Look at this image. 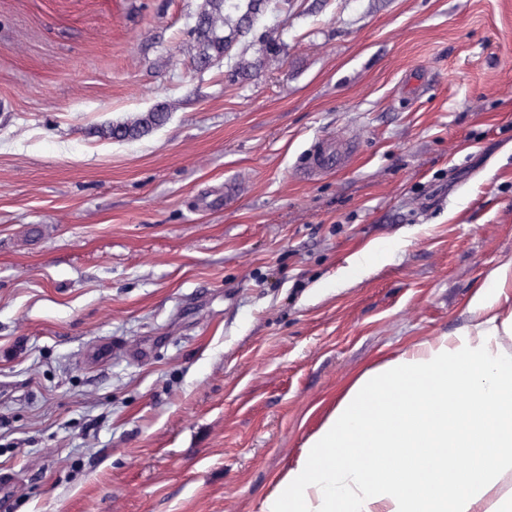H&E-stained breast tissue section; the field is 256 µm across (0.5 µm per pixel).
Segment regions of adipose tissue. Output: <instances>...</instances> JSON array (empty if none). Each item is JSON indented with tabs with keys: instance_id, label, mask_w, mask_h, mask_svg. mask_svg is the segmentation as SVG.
Masks as SVG:
<instances>
[{
	"instance_id": "1",
	"label": "adipose tissue",
	"mask_w": 512,
	"mask_h": 512,
	"mask_svg": "<svg viewBox=\"0 0 512 512\" xmlns=\"http://www.w3.org/2000/svg\"><path fill=\"white\" fill-rule=\"evenodd\" d=\"M512 266L492 275L465 329L362 377L311 435L260 512H512ZM385 448L344 466L343 452ZM467 464L450 466L448 454Z\"/></svg>"
}]
</instances>
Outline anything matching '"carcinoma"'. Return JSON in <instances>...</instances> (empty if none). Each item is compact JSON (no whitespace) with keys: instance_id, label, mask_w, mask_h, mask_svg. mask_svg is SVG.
Instances as JSON below:
<instances>
[{"instance_id":"cac0c4a2","label":"carcinoma","mask_w":512,"mask_h":512,"mask_svg":"<svg viewBox=\"0 0 512 512\" xmlns=\"http://www.w3.org/2000/svg\"><path fill=\"white\" fill-rule=\"evenodd\" d=\"M267 0H203L192 28L195 60L202 67L231 57L233 47L243 38L271 55L276 50L274 38L258 27ZM170 107L158 105L150 111L104 126L101 135L114 141L137 140L167 123Z\"/></svg>"}]
</instances>
